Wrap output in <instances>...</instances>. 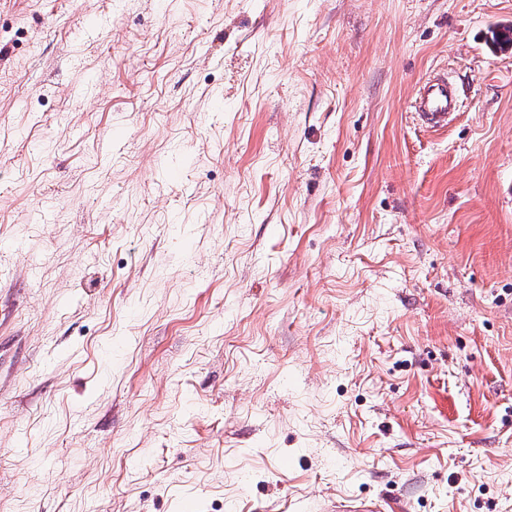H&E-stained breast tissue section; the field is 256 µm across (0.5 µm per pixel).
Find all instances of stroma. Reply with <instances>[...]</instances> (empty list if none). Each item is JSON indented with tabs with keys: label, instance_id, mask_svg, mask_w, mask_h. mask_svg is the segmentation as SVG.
Listing matches in <instances>:
<instances>
[{
	"label": "stroma",
	"instance_id": "1",
	"mask_svg": "<svg viewBox=\"0 0 512 512\" xmlns=\"http://www.w3.org/2000/svg\"><path fill=\"white\" fill-rule=\"evenodd\" d=\"M510 25L0 0V512H512ZM411 107L427 128L447 127L459 111L457 88L443 77L428 78L417 90Z\"/></svg>",
	"mask_w": 512,
	"mask_h": 512
}]
</instances>
